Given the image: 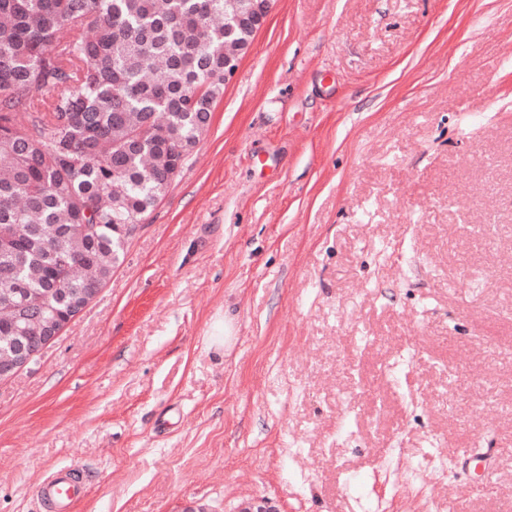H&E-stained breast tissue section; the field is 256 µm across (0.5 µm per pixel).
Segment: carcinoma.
Wrapping results in <instances>:
<instances>
[{
    "label": "carcinoma",
    "instance_id": "carcinoma-1",
    "mask_svg": "<svg viewBox=\"0 0 512 512\" xmlns=\"http://www.w3.org/2000/svg\"><path fill=\"white\" fill-rule=\"evenodd\" d=\"M254 37L227 0H0V356L16 303L63 321L67 291L110 280Z\"/></svg>",
    "mask_w": 512,
    "mask_h": 512
}]
</instances>
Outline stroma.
Masks as SVG:
<instances>
[{"label": "stroma", "mask_w": 512, "mask_h": 512, "mask_svg": "<svg viewBox=\"0 0 512 512\" xmlns=\"http://www.w3.org/2000/svg\"><path fill=\"white\" fill-rule=\"evenodd\" d=\"M507 512L512 0H272L97 297L0 381V512ZM491 490L477 494V487ZM85 487V482L77 479L71 469H61L52 474L46 491L54 501L57 512H70Z\"/></svg>", "instance_id": "obj_1"}]
</instances>
